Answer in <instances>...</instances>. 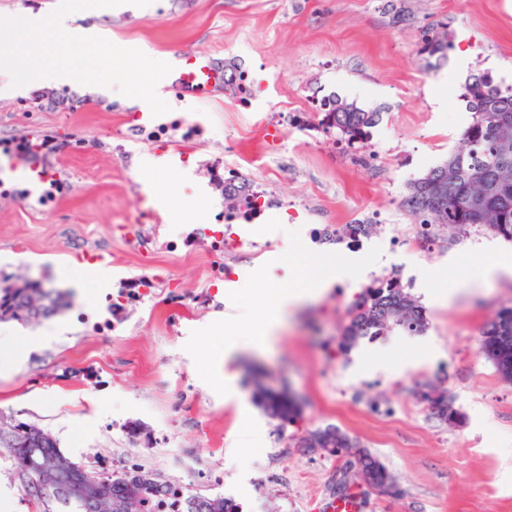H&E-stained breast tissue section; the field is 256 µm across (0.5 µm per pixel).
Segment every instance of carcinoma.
<instances>
[{
    "label": "carcinoma",
    "mask_w": 512,
    "mask_h": 512,
    "mask_svg": "<svg viewBox=\"0 0 512 512\" xmlns=\"http://www.w3.org/2000/svg\"><path fill=\"white\" fill-rule=\"evenodd\" d=\"M452 42L446 31L430 28L425 32L419 54L444 58ZM463 98L473 113L472 122L463 131V145L443 163L430 168L421 178L410 183L401 208L416 224H439L462 232L466 227L483 224L496 234L512 240V180L501 179L504 168L512 169V85L498 83L491 72L474 75L465 85ZM324 113L322 124L336 130L340 140L354 146L368 139L369 129L380 120V113L365 110L356 102L337 97L320 101ZM463 170L454 180L448 179V166ZM482 195L480 206L471 204V197ZM26 288L14 285L0 290V308H16L11 316L25 321L35 320L54 312L58 298L47 291L43 295L41 313L24 310ZM425 315L416 300L408 296L398 278L374 281L348 305L347 317L336 338L341 353L349 351L362 339H375L393 330L420 333L425 328ZM480 353L505 379L512 380V306L501 307L480 330ZM421 400L433 412L451 424L463 422L447 392L433 389L420 391ZM258 400L265 413L284 423H292L301 413L298 400L283 392L259 391ZM42 429L34 427L28 437L7 448L17 460L27 457L37 460L44 455H58L56 439L43 441ZM317 443L330 456H340L344 448L358 444L339 427L329 425L299 439L298 447L310 448ZM365 475L375 487L384 486L399 497L402 489L392 479L387 468L370 451L361 449ZM148 471L140 467L115 474L102 486L104 495L114 502H124L126 512H146L148 504L167 493L170 484H157L147 478ZM84 472L80 467L68 468L55 480L63 489H75ZM185 512H236L222 496L189 495L184 498Z\"/></svg>",
    "instance_id": "1"
}]
</instances>
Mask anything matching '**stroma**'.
Here are the masks:
<instances>
[{"label":"stroma","mask_w":512,"mask_h":512,"mask_svg":"<svg viewBox=\"0 0 512 512\" xmlns=\"http://www.w3.org/2000/svg\"><path fill=\"white\" fill-rule=\"evenodd\" d=\"M404 21H395V12ZM103 37L178 66L206 55L219 66L246 69L265 111L236 106L222 86L186 94L164 77L158 96L172 111L201 121L205 135L165 147L112 140L150 109L128 106L75 85L12 87L0 75V140L54 138L51 163L68 183L48 207L37 198L0 196V288L32 278L64 294L61 313L23 322L42 346L0 377V426L25 423L49 432L63 455L109 476L132 466L182 485L185 494L235 499L242 512H320L343 459L305 453L299 437L335 425L385 465L403 490L391 499L365 492L362 512H512V382L479 352L482 325L512 304V277L481 285L485 267L512 261V241L486 227L434 250L377 254L378 265L423 273L448 292L426 309L423 355L384 338L341 355L338 330L360 288H331L289 318L262 351L237 359L233 391L209 383L205 363L224 339L211 327L225 315L264 313L277 286L263 269L282 252L310 258L304 237H282L273 210L264 224L233 227L255 242L249 257L232 259L251 288L211 287L218 256L205 247L172 248L197 212L218 213L206 167L220 157L264 189L293 202L296 226L379 220L376 234H412L399 202L410 182L455 150L472 120L461 98L472 74L488 70L512 85V0H152L104 9L95 19ZM447 27L445 58L425 63L423 30ZM467 64L456 68L458 56ZM335 96L380 113L373 128L379 156L353 166L352 148L335 132L304 135L289 116L312 112ZM285 122V148L273 150L266 128ZM168 185L183 203V221L147 198L148 182ZM112 254L114 283L79 294L61 288L57 271L74 268L77 252ZM152 276L148 293L127 297L120 281ZM286 388L300 418L281 424L253 398L255 384ZM447 390L462 425L431 415L421 385ZM252 428L244 446L240 434ZM0 512H44L24 492L20 463L0 448Z\"/></svg>","instance_id":"obj_1"}]
</instances>
